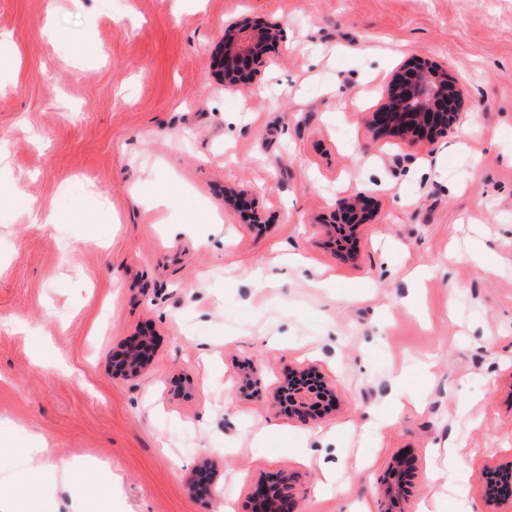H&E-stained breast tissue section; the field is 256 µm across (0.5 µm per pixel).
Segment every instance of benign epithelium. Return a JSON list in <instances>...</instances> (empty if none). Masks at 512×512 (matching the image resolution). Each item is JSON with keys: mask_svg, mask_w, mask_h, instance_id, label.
<instances>
[{"mask_svg": "<svg viewBox=\"0 0 512 512\" xmlns=\"http://www.w3.org/2000/svg\"><path fill=\"white\" fill-rule=\"evenodd\" d=\"M282 39L278 22L255 20L242 16L224 25L220 71L216 79L224 88L233 89L255 81L268 63L270 47ZM461 92L448 77L446 66L430 60H419L402 67L383 92L380 105L371 113L370 128L378 139H433L451 132L460 115ZM364 196H344L322 220L331 229L332 237L345 228L350 237H357L359 228L370 223ZM153 344L151 337L139 335L131 338L112 358V372L129 379L138 377L151 364ZM307 370L291 369L288 376L272 392V405L288 403V411L303 418L331 394L325 377L314 372L317 383H307L302 377ZM410 456L404 452L395 454L388 466L387 479L382 483V497L394 499L402 490L401 475L410 468ZM190 483L196 488L213 487L215 476L208 460H203L191 473ZM254 512H293L294 497L290 477L279 476L274 482L260 481L254 492Z\"/></svg>", "mask_w": 512, "mask_h": 512, "instance_id": "obj_1", "label": "benign epithelium"}]
</instances>
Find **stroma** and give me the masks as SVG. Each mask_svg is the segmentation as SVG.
<instances>
[{
  "label": "stroma",
  "instance_id": "1",
  "mask_svg": "<svg viewBox=\"0 0 512 512\" xmlns=\"http://www.w3.org/2000/svg\"><path fill=\"white\" fill-rule=\"evenodd\" d=\"M242 15L284 39L232 91L216 57ZM415 60L447 65L461 121L374 138ZM349 193L375 217L342 256L318 219ZM143 332L151 366L114 376ZM250 364L262 390L241 389ZM311 366L331 406L273 409ZM0 419V488L33 512H71L61 459L111 465L115 512H253L282 471L296 512H379L402 451L393 512H512L484 497L512 462V0H0ZM449 444L467 454L452 480ZM205 459L212 497L188 483ZM410 456L405 452L395 454L388 466L387 479L382 483V497L384 499H394L402 490L401 475L410 468Z\"/></svg>",
  "mask_w": 512,
  "mask_h": 512
}]
</instances>
